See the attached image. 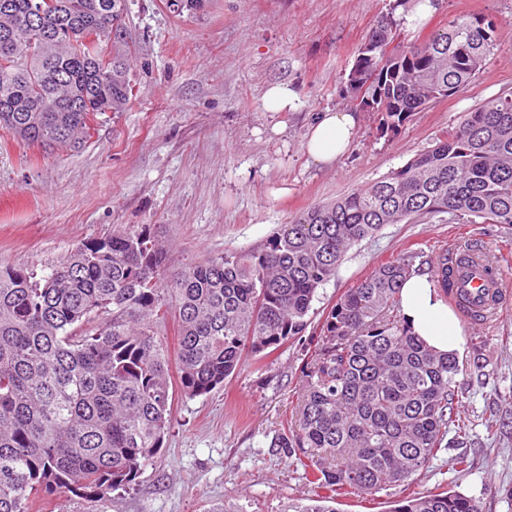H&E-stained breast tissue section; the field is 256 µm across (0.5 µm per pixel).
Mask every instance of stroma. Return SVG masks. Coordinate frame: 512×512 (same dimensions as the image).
Listing matches in <instances>:
<instances>
[{"mask_svg": "<svg viewBox=\"0 0 512 512\" xmlns=\"http://www.w3.org/2000/svg\"><path fill=\"white\" fill-rule=\"evenodd\" d=\"M412 0H207L177 15L166 0H127L130 77L136 96L124 112L100 116L79 149L51 151L0 129V268L45 274L77 245L146 224L180 270L224 254L262 248L279 225L311 206L387 176L430 149L466 112L512 96V0H434L417 27ZM470 14L494 23L496 47L457 93L413 113L396 130L359 105L347 76L381 17L396 20L398 46L426 40ZM283 83L293 109L266 111L265 90ZM356 115L345 156L315 163L309 124L325 110ZM492 250L512 285V226L440 215L388 224L353 246L308 316L316 329L340 294L379 263L401 256L429 272L430 260L460 244ZM463 332L454 378L455 413L471 427L472 467L456 477L448 449L415 475L412 491L460 479L483 512H512V301L497 318L456 309ZM308 335L270 357H248L209 394L174 391L171 426L133 490L94 502L71 493L37 500L32 512H287L314 488L270 442L295 419ZM494 418L486 429V418Z\"/></svg>", "mask_w": 512, "mask_h": 512, "instance_id": "stroma-1", "label": "stroma"}]
</instances>
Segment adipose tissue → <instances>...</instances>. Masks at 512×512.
<instances>
[{"instance_id": "ef3b65f1", "label": "adipose tissue", "mask_w": 512, "mask_h": 512, "mask_svg": "<svg viewBox=\"0 0 512 512\" xmlns=\"http://www.w3.org/2000/svg\"><path fill=\"white\" fill-rule=\"evenodd\" d=\"M356 128L357 120L352 113H319L309 129L307 154L322 164L335 162L349 148ZM400 307L412 335L443 353L459 349L462 341L459 321L439 297L430 274H414L403 282Z\"/></svg>"}]
</instances>
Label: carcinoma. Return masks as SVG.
Segmentation results:
<instances>
[{
    "label": "carcinoma",
    "instance_id": "1",
    "mask_svg": "<svg viewBox=\"0 0 512 512\" xmlns=\"http://www.w3.org/2000/svg\"><path fill=\"white\" fill-rule=\"evenodd\" d=\"M0 0V127L43 149L75 150L96 119L135 96L124 36L126 0ZM206 0H167L179 15ZM395 20L378 21L348 74L374 78L364 96L395 128L411 112L470 82L493 53L492 22L456 18L422 43L385 47ZM446 213L512 225V97L464 115L427 152L366 189L280 225L260 250L170 272L145 225L88 240L49 273L0 268V512H30L40 493L104 499L136 484L170 425L169 361L158 327L177 322L178 384L208 394L248 355L303 336L318 288L345 253L386 224ZM473 250L438 258L433 282L458 287ZM410 264L377 265L330 308L301 368L298 428L273 447L329 491L293 512H336L332 493L408 488L469 425L453 417V354L433 351L400 315ZM391 512H480L457 490L412 492Z\"/></svg>",
    "mask_w": 512,
    "mask_h": 512
}]
</instances>
